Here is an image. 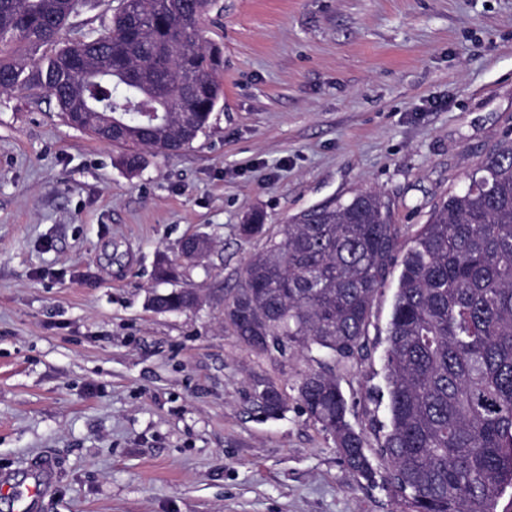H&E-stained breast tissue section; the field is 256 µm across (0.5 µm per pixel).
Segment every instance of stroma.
I'll use <instances>...</instances> for the list:
<instances>
[{
  "label": "stroma",
  "instance_id": "obj_1",
  "mask_svg": "<svg viewBox=\"0 0 512 512\" xmlns=\"http://www.w3.org/2000/svg\"><path fill=\"white\" fill-rule=\"evenodd\" d=\"M119 0H86L58 35L97 31ZM224 98L179 154L128 175L119 147L71 127L35 88L0 92V474L54 484L39 512H408L385 489L386 329L398 270L364 349L257 354L224 320L264 238L300 212L364 190L389 201L402 244L512 138V0H217ZM56 44V45H57ZM212 241L179 268L199 306L160 313L159 258ZM333 374L378 474L359 479L297 388ZM287 397L278 418L257 382ZM269 388L273 392V398L265 399V403L261 404L260 402L263 400L262 392L268 391ZM255 397L257 399L256 402L258 403L259 407L268 417H279L286 409V398L281 392L278 391V388L272 383H264L257 385V387L255 388Z\"/></svg>",
  "mask_w": 512,
  "mask_h": 512
}]
</instances>
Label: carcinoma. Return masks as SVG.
Masks as SVG:
<instances>
[{"label": "carcinoma", "mask_w": 512, "mask_h": 512, "mask_svg": "<svg viewBox=\"0 0 512 512\" xmlns=\"http://www.w3.org/2000/svg\"><path fill=\"white\" fill-rule=\"evenodd\" d=\"M85 0H0V91L44 89L61 112L88 101L98 114L86 132L123 130L118 164L134 175L141 148L174 155L208 126L224 94V60L203 44L200 24L213 0H121L102 29L38 61L7 58L17 42H56ZM166 108L195 113L194 129ZM480 176L432 209L404 256L390 205L374 191L313 207L280 225L224 300V319L253 352L316 348L345 359L362 338L392 265L401 270L386 352L389 429L380 446L389 491L411 512H497L512 487V140L477 168ZM245 240L265 234L263 214L239 225ZM196 293L156 294L160 311L191 307ZM272 418L286 409L272 383L255 388ZM298 398L333 440L344 464L370 481L363 431L336 379L303 375Z\"/></svg>", "instance_id": "obj_1"}]
</instances>
